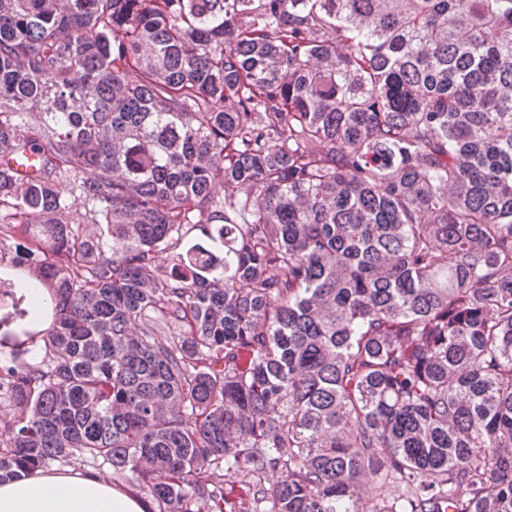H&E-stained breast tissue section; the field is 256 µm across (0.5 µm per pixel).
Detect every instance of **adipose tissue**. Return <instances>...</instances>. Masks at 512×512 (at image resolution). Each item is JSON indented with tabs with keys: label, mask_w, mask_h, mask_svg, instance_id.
I'll use <instances>...</instances> for the list:
<instances>
[{
	"label": "adipose tissue",
	"mask_w": 512,
	"mask_h": 512,
	"mask_svg": "<svg viewBox=\"0 0 512 512\" xmlns=\"http://www.w3.org/2000/svg\"><path fill=\"white\" fill-rule=\"evenodd\" d=\"M152 501L108 473L36 469L0 482V512H152Z\"/></svg>",
	"instance_id": "adipose-tissue-1"
}]
</instances>
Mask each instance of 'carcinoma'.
<instances>
[{"mask_svg": "<svg viewBox=\"0 0 512 512\" xmlns=\"http://www.w3.org/2000/svg\"><path fill=\"white\" fill-rule=\"evenodd\" d=\"M9 324L0 481L512 512V0H0Z\"/></svg>", "mask_w": 512, "mask_h": 512, "instance_id": "carcinoma-1", "label": "carcinoma"}]
</instances>
